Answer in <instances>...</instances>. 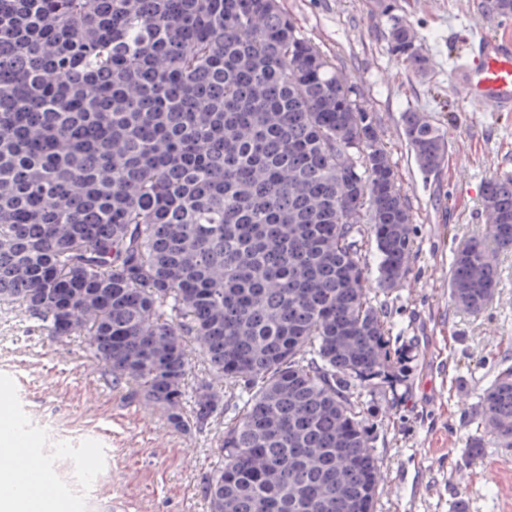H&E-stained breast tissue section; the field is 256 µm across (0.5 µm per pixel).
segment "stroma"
<instances>
[{
    "label": "stroma",
    "mask_w": 512,
    "mask_h": 512,
    "mask_svg": "<svg viewBox=\"0 0 512 512\" xmlns=\"http://www.w3.org/2000/svg\"><path fill=\"white\" fill-rule=\"evenodd\" d=\"M429 61L418 76L387 51L377 0H278L303 36L336 66L370 112L414 221L402 285L376 305L408 358L405 399L380 410L372 442L381 462L376 512H512V447L465 446L469 421L499 365H512V250L500 254L492 303L481 313L448 299L458 245L484 235L486 181L512 175V113L486 112L450 80L484 17V0H392ZM429 116L448 142L435 173L417 166L401 114ZM0 379L13 384L35 454L48 463L70 512H209L203 482L224 459L215 421L180 434L111 384V367L81 336L61 342L23 308L0 305Z\"/></svg>",
    "instance_id": "35a3bbf8"
}]
</instances>
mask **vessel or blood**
Instances as JSON below:
<instances>
[{"mask_svg": "<svg viewBox=\"0 0 512 512\" xmlns=\"http://www.w3.org/2000/svg\"><path fill=\"white\" fill-rule=\"evenodd\" d=\"M461 93L491 112L512 110V29L470 45L469 58L453 74Z\"/></svg>", "mask_w": 512, "mask_h": 512, "instance_id": "obj_1", "label": "vessel or blood"}]
</instances>
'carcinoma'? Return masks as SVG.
<instances>
[{"label": "carcinoma", "instance_id": "obj_1", "mask_svg": "<svg viewBox=\"0 0 512 512\" xmlns=\"http://www.w3.org/2000/svg\"><path fill=\"white\" fill-rule=\"evenodd\" d=\"M382 10L389 53L427 71ZM402 131L440 169V128L408 109ZM367 140L369 111L278 0H0V304L92 337L172 429L224 420L210 512H375V414L409 373L375 297L406 278L413 216ZM482 205L512 248V176ZM496 286L485 241L454 251L453 305L478 313ZM188 338L228 396L188 389ZM470 424L471 453L512 447L511 365Z\"/></svg>", "mask_w": 512, "mask_h": 512}]
</instances>
